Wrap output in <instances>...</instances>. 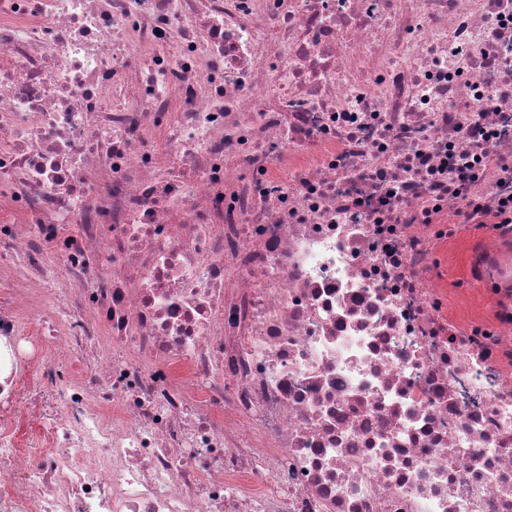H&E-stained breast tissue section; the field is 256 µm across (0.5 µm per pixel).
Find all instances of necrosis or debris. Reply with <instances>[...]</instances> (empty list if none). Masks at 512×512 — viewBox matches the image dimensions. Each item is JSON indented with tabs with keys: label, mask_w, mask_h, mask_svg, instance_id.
I'll use <instances>...</instances> for the list:
<instances>
[{
	"label": "necrosis or debris",
	"mask_w": 512,
	"mask_h": 512,
	"mask_svg": "<svg viewBox=\"0 0 512 512\" xmlns=\"http://www.w3.org/2000/svg\"><path fill=\"white\" fill-rule=\"evenodd\" d=\"M512 0H0V512H512ZM459 224L466 228L447 240L445 258V279L448 293V317L460 323L482 319L486 314L485 286L476 281L470 271L469 245L472 237L483 229L468 224L471 215L466 208L456 213Z\"/></svg>",
	"instance_id": "obj_1"
}]
</instances>
